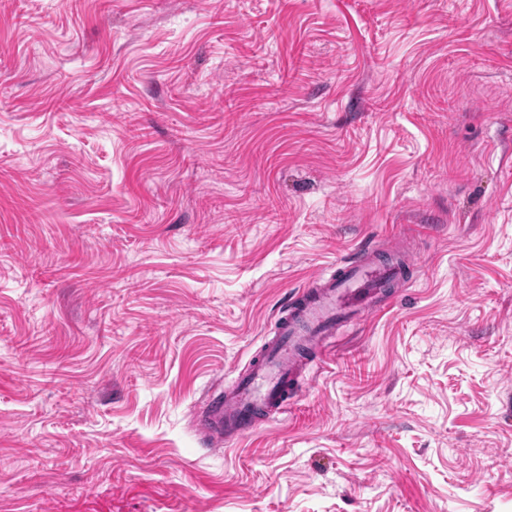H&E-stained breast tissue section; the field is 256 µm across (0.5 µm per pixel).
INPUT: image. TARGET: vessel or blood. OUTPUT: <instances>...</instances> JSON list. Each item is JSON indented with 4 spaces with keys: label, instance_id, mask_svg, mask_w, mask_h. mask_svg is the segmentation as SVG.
<instances>
[{
    "label": "vessel or blood",
    "instance_id": "obj_1",
    "mask_svg": "<svg viewBox=\"0 0 512 512\" xmlns=\"http://www.w3.org/2000/svg\"><path fill=\"white\" fill-rule=\"evenodd\" d=\"M406 267L381 259L370 247L337 261L333 272L312 279L290 297L277 329L252 357L245 372L205 400L198 425L208 443L221 446L250 436L260 421L283 413L299 388L308 358H321L339 326L375 311L392 285L403 281Z\"/></svg>",
    "mask_w": 512,
    "mask_h": 512
}]
</instances>
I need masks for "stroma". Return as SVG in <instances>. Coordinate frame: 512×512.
Returning <instances> with one entry per match:
<instances>
[{
    "mask_svg": "<svg viewBox=\"0 0 512 512\" xmlns=\"http://www.w3.org/2000/svg\"><path fill=\"white\" fill-rule=\"evenodd\" d=\"M391 242L209 447L278 308ZM0 512H512V0H0ZM411 266V261L406 266L398 259L383 261L367 245L299 289L277 318L275 335L263 342L248 369L209 395L198 411L208 443L222 447L245 439L264 417L282 414L288 397L301 386L308 357L315 361L325 355L339 326L378 311L386 289L403 281Z\"/></svg>",
    "mask_w": 512,
    "mask_h": 512,
    "instance_id": "stroma-1",
    "label": "stroma"
}]
</instances>
